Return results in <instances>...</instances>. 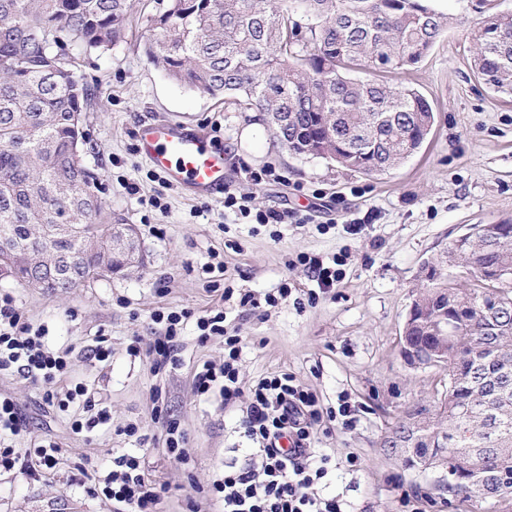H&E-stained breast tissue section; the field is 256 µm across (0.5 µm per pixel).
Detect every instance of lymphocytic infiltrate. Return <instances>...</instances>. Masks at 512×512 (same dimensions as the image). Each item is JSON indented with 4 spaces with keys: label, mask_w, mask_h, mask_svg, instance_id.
<instances>
[{
    "label": "lymphocytic infiltrate",
    "mask_w": 512,
    "mask_h": 512,
    "mask_svg": "<svg viewBox=\"0 0 512 512\" xmlns=\"http://www.w3.org/2000/svg\"><path fill=\"white\" fill-rule=\"evenodd\" d=\"M224 213L265 225L284 224L291 217L285 210L254 208L251 196L231 190L224 193ZM291 295V288L285 285L261 299L227 288L221 294L220 306L195 318L185 310L161 307L150 315L161 327L153 345L145 350L136 345L129 348L131 356H145L155 370L177 366L181 330L186 320L195 319L201 339L224 340L223 361H206L197 367L193 376L195 391L219 396L227 405L240 395L249 397L242 417L244 435L252 443L248 463L225 466L216 474L206 502L188 499L189 512H202L206 505L220 507L221 512H343L339 499L321 497L313 489L316 481L327 476L331 459L324 456L319 463H312L310 440L314 427L323 421L339 420L343 425H352L354 411L350 402L343 398L337 407H323L314 393L296 385L293 376L285 372L258 379L247 391L239 381L236 363L242 351V338L228 328L223 302L234 298L242 309L256 310L264 305L278 307L287 303ZM45 335V328L33 327L27 321L11 295L0 294V372L16 373L31 384L42 386L43 400L48 406L65 412L71 405H79L84 415L73 420L74 433H89L108 424V410L85 385L65 386L72 351L50 349L44 342ZM152 414L162 429L167 456L188 463L186 434L179 421L166 416L158 390L152 395ZM29 433V423L18 404L10 394L0 392V474L36 481L57 467L61 449L51 439H41L31 451L15 448V440ZM286 436L293 437L294 448L279 447V439ZM167 491L166 485L146 479L144 457L137 453L113 457L111 467L96 472L86 488L88 495H100L111 501L113 512H158Z\"/></svg>",
    "instance_id": "lymphocytic-infiltrate-1"
}]
</instances>
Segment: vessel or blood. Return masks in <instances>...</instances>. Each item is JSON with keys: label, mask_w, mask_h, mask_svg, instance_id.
Listing matches in <instances>:
<instances>
[{"label": "vessel or blood", "mask_w": 512, "mask_h": 512, "mask_svg": "<svg viewBox=\"0 0 512 512\" xmlns=\"http://www.w3.org/2000/svg\"><path fill=\"white\" fill-rule=\"evenodd\" d=\"M140 153L167 179L194 195L223 193L230 179L224 153L202 132L176 120H154L138 131Z\"/></svg>", "instance_id": "vessel-or-blood-1"}]
</instances>
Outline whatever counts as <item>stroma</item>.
I'll return each mask as SVG.
<instances>
[{"mask_svg":"<svg viewBox=\"0 0 512 512\" xmlns=\"http://www.w3.org/2000/svg\"><path fill=\"white\" fill-rule=\"evenodd\" d=\"M166 0H137L124 39L106 51L80 55L77 77L93 91L85 114L84 165L98 178L101 197L114 215L134 225L143 267L127 276L100 278L65 296L46 295L0 278V293L12 294L33 325L45 326L53 347L73 350L69 380L85 384L107 407L111 420L90 435L71 429L72 412L47 408L41 387L19 375L0 376L30 422L20 448L50 438L62 450L56 469L39 481H0V512H112L105 498L87 497L71 479L85 463L106 466L113 455L144 450L146 474L168 491L160 512H185L195 489L208 488L225 464L243 462L249 446L241 425L243 402L222 405L197 394L192 377L206 361L222 362L224 344L200 340L187 322L175 369L158 372L127 348H148L159 327L150 319L160 307L194 314L214 305L201 267L210 252L224 255L225 283L263 298L281 283L294 289L292 302L243 313L226 304L227 322L243 338L239 360L243 385L277 371L327 406L348 396L353 427L325 422L315 427L311 448L330 456L334 468L321 492L342 500L346 512H512V499L476 506L436 489L445 470L422 472L405 464L400 448L385 447L407 408L432 406L438 370H417L401 355L405 318L424 262L438 257L474 224H512V97L495 92L471 68L470 29L488 15L485 0H429L448 18V29L415 67L390 74L391 82L415 84L435 113L422 149L401 166L379 175L352 171L322 158L288 154L264 117L171 80L142 46L150 19ZM158 118L215 133L224 149L233 188L253 193L256 207L297 212V224L225 221L221 197H196L157 174L136 150L135 131ZM274 167L282 182L253 188L243 166ZM135 182L139 194H129ZM161 194L167 208H146ZM370 217L349 235L348 214ZM347 252L346 275L315 305L313 284L293 266L297 254L331 261ZM108 336L107 367L89 359L98 334ZM162 388L169 415L186 432L191 459L182 465L164 451L152 418L151 396ZM136 422L140 439L120 435Z\"/></svg>","mask_w":512,"mask_h":512,"instance_id":"1","label":"stroma"}]
</instances>
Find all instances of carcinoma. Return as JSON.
Here are the masks:
<instances>
[{"label":"carcinoma","instance_id":"1","mask_svg":"<svg viewBox=\"0 0 512 512\" xmlns=\"http://www.w3.org/2000/svg\"><path fill=\"white\" fill-rule=\"evenodd\" d=\"M134 0H0V267L28 288L64 295L143 263L112 219L97 177L80 162L89 89L65 44L106 50L125 35ZM144 54L176 83L261 112L283 149L365 174L419 151L434 124L423 93L384 75L415 65L448 28L423 0H168ZM473 65L512 96V14H492L472 36ZM358 70L374 78L353 77ZM463 281L423 283L408 335L438 346L455 333L433 408L393 430L412 435L406 463L448 481L439 490L484 501L503 476L512 496V224L496 240L458 238L446 251ZM56 261L54 278L39 259Z\"/></svg>","mask_w":512,"mask_h":512}]
</instances>
